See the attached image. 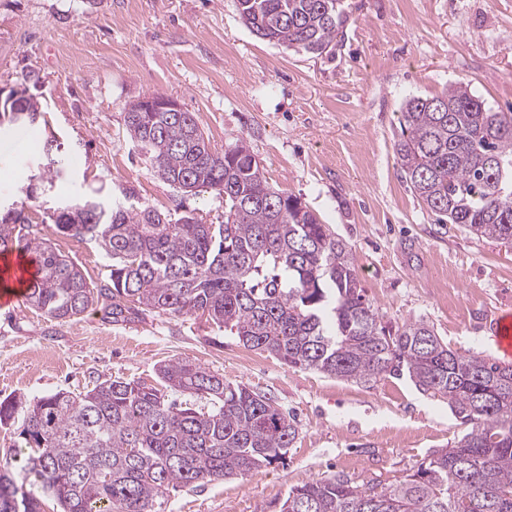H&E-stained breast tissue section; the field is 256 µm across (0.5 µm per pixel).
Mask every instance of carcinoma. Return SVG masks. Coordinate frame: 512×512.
Here are the masks:
<instances>
[{
	"label": "carcinoma",
	"instance_id": "cac0c4a2",
	"mask_svg": "<svg viewBox=\"0 0 512 512\" xmlns=\"http://www.w3.org/2000/svg\"><path fill=\"white\" fill-rule=\"evenodd\" d=\"M256 36L317 56L343 33L341 0H236ZM23 122L38 126L39 101ZM126 133L156 175L176 188L212 190L224 221L172 220L134 196L112 200L102 184L61 199L50 219L112 257L109 283L87 282L77 264L32 235L24 200L68 174L72 147L52 136L26 184L0 204V255L30 257L25 301L59 322L101 303L116 325L151 312H199L244 346L290 367L370 382L408 376L464 427L396 484L362 489L349 476L293 487L280 512H512V365L448 347L424 321L388 329L365 300L347 243L301 199L274 189L245 147L219 153L185 112H127ZM394 155L402 178L439 221L512 243V113L495 112L465 85L401 107ZM158 383L107 380L28 404L0 401V424H17L27 449L0 466V512H160L170 492L245 475L284 457L295 420L272 399L198 364L155 368Z\"/></svg>",
	"mask_w": 512,
	"mask_h": 512
}]
</instances>
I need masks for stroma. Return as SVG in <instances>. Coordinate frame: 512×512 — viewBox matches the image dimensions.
Returning <instances> with one entry per match:
<instances>
[{
	"label": "stroma",
	"mask_w": 512,
	"mask_h": 512,
	"mask_svg": "<svg viewBox=\"0 0 512 512\" xmlns=\"http://www.w3.org/2000/svg\"><path fill=\"white\" fill-rule=\"evenodd\" d=\"M332 55L256 37L236 0H0V88L37 98L72 176L55 197L106 182L113 196L179 218L224 219L211 191L160 180L125 134L130 103L156 92L193 112L217 151L245 145L271 186L297 197L352 249L366 300L383 325L425 321L452 348L500 359L498 313L512 312V247L441 224L400 176L393 144L406 98L464 82L512 113V0H343ZM43 136L0 128V199L13 200ZM55 197L27 204L36 237L106 283L112 259L61 233ZM189 359L292 412L285 457L243 476L170 493L162 512H280L292 487L342 472L390 485L457 440L446 400L408 377L357 384L292 368L239 342L201 313H151L115 325L102 306L59 323L27 305L0 309V400L79 393L109 379L153 381Z\"/></svg>",
	"instance_id": "stroma-1"
}]
</instances>
